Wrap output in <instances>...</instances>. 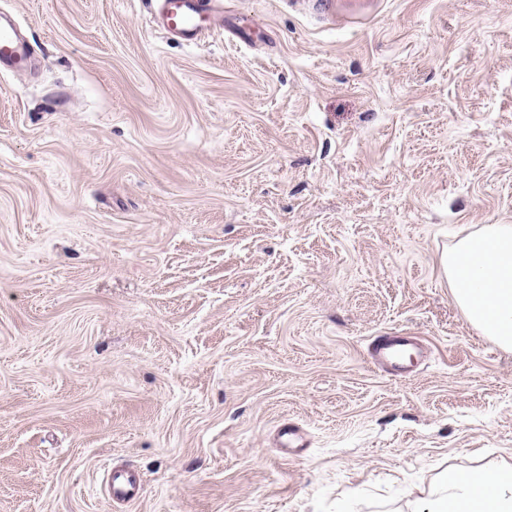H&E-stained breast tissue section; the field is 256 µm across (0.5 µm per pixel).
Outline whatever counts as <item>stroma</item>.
I'll return each mask as SVG.
<instances>
[{
	"label": "stroma",
	"mask_w": 512,
	"mask_h": 512,
	"mask_svg": "<svg viewBox=\"0 0 512 512\" xmlns=\"http://www.w3.org/2000/svg\"><path fill=\"white\" fill-rule=\"evenodd\" d=\"M0 0V512H415L512 466V350L441 258L512 224V0ZM424 358L396 378L377 336ZM295 423L311 444L274 442ZM203 1H207L204 4ZM156 20L163 32L188 44L199 45L214 33L219 17L224 21L223 0H163ZM33 46L19 35L14 24L4 25L0 19V67H24ZM411 344L403 336H377L370 344L371 362L388 373L400 376ZM143 488L142 474L128 467H112L107 474L106 490L114 504L125 505L139 499Z\"/></svg>",
	"instance_id": "35a3bbf8"
}]
</instances>
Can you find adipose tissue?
I'll return each instance as SVG.
<instances>
[{
    "instance_id": "1",
    "label": "adipose tissue",
    "mask_w": 512,
    "mask_h": 512,
    "mask_svg": "<svg viewBox=\"0 0 512 512\" xmlns=\"http://www.w3.org/2000/svg\"><path fill=\"white\" fill-rule=\"evenodd\" d=\"M442 267L469 322L512 350V224H486L460 239ZM418 512H512V467L447 474Z\"/></svg>"
}]
</instances>
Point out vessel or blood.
<instances>
[{
	"instance_id": "obj_1",
	"label": "vessel or blood",
	"mask_w": 512,
	"mask_h": 512,
	"mask_svg": "<svg viewBox=\"0 0 512 512\" xmlns=\"http://www.w3.org/2000/svg\"><path fill=\"white\" fill-rule=\"evenodd\" d=\"M224 14V0H162L156 24L165 33L189 44H200L218 28ZM31 49L15 25L0 23V67L24 66ZM411 345L402 336H378L370 344L372 363L394 375H402ZM143 488L142 474L128 467H112L106 490L113 503L125 505L139 499Z\"/></svg>"
}]
</instances>
